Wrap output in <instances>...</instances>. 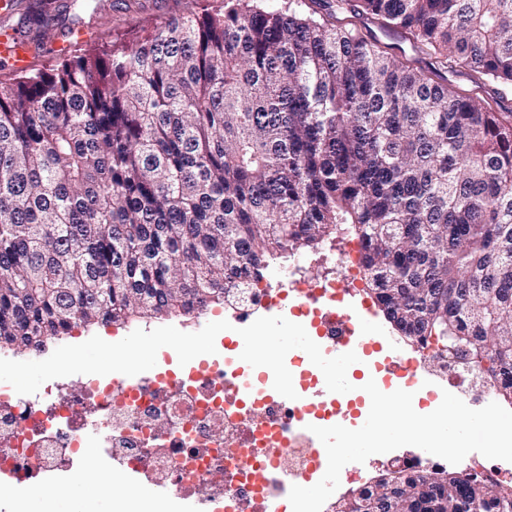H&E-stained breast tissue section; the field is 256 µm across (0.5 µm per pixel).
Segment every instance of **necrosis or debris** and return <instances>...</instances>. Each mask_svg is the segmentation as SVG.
Wrapping results in <instances>:
<instances>
[{
  "mask_svg": "<svg viewBox=\"0 0 512 512\" xmlns=\"http://www.w3.org/2000/svg\"><path fill=\"white\" fill-rule=\"evenodd\" d=\"M362 246L350 239L337 258L339 281L313 286L294 278L285 290L253 286L235 310L237 321L254 311H287L312 324L317 344L334 347L332 329L349 298L363 289ZM388 369L399 389L419 381L426 362L471 399L491 396L490 383L455 358L431 359L428 350L400 351ZM305 410L289 406L267 383L255 380L232 353L200 373L162 371L152 385L86 378L78 390L55 383L32 395L0 386V477L31 480L71 470L85 445L103 448L108 460L146 474L162 512L169 498L220 503L224 512H275L291 486L321 468L320 451Z\"/></svg>",
  "mask_w": 512,
  "mask_h": 512,
  "instance_id": "1",
  "label": "necrosis or debris"
}]
</instances>
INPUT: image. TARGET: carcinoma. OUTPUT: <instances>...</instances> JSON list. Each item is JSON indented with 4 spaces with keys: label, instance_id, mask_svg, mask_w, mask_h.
Instances as JSON below:
<instances>
[{
    "label": "carcinoma",
    "instance_id": "1",
    "mask_svg": "<svg viewBox=\"0 0 512 512\" xmlns=\"http://www.w3.org/2000/svg\"><path fill=\"white\" fill-rule=\"evenodd\" d=\"M450 63L512 86V0H224L0 80V349L198 318L353 237L397 335L512 402V121ZM340 506L512 512V483L397 462ZM340 17L344 19L342 22L345 26L358 29L368 40L377 42L380 47L387 49L392 55L404 61L408 60L415 69L427 70L430 59L424 58L414 51L410 35L405 31L383 29L376 20L367 19L365 16H356L350 12Z\"/></svg>",
    "mask_w": 512,
    "mask_h": 512
}]
</instances>
